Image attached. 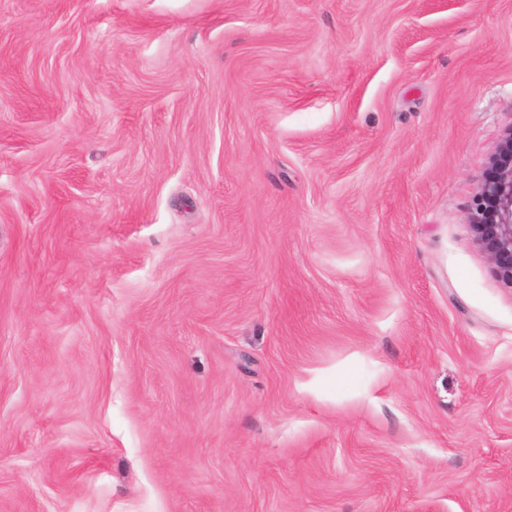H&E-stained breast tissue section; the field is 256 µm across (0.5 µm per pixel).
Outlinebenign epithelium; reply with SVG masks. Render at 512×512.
Returning a JSON list of instances; mask_svg holds the SVG:
<instances>
[{
    "instance_id": "benign-epithelium-1",
    "label": "benign epithelium",
    "mask_w": 512,
    "mask_h": 512,
    "mask_svg": "<svg viewBox=\"0 0 512 512\" xmlns=\"http://www.w3.org/2000/svg\"><path fill=\"white\" fill-rule=\"evenodd\" d=\"M495 175L484 182L474 201L470 230L499 281L512 288V131L494 156Z\"/></svg>"
}]
</instances>
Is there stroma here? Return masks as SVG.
Masks as SVG:
<instances>
[{"label": "stroma", "instance_id": "1", "mask_svg": "<svg viewBox=\"0 0 512 512\" xmlns=\"http://www.w3.org/2000/svg\"><path fill=\"white\" fill-rule=\"evenodd\" d=\"M511 129L512 0H0V512H512ZM495 175L484 182L474 201L469 227L494 265L499 281L512 288V131L501 139L494 156Z\"/></svg>", "mask_w": 512, "mask_h": 512}]
</instances>
